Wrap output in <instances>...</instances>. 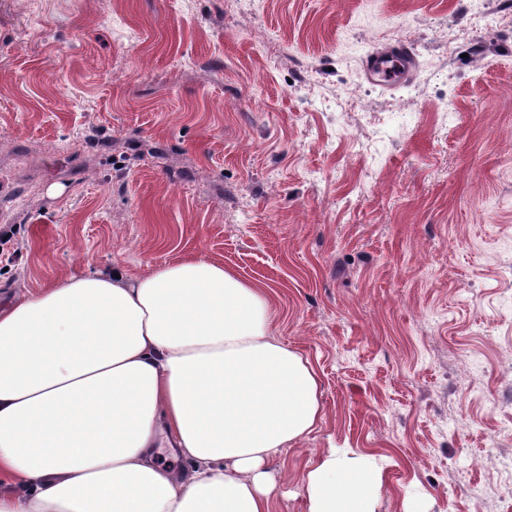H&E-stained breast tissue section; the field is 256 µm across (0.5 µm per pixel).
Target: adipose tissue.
<instances>
[{"label":"adipose tissue","mask_w":512,"mask_h":512,"mask_svg":"<svg viewBox=\"0 0 512 512\" xmlns=\"http://www.w3.org/2000/svg\"><path fill=\"white\" fill-rule=\"evenodd\" d=\"M263 289L192 257L89 271L0 309V512H272L266 469L321 419L309 361L270 335ZM166 433L187 469L159 466ZM372 456L331 448L307 512H377Z\"/></svg>","instance_id":"ef3b65f1"}]
</instances>
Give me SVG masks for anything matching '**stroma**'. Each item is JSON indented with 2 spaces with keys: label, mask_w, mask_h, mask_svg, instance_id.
Masks as SVG:
<instances>
[{
  "label": "stroma",
  "mask_w": 512,
  "mask_h": 512,
  "mask_svg": "<svg viewBox=\"0 0 512 512\" xmlns=\"http://www.w3.org/2000/svg\"><path fill=\"white\" fill-rule=\"evenodd\" d=\"M0 0V308L202 255L263 288L377 512H512V0ZM417 49L407 83L364 75ZM484 488L482 498L470 486ZM395 61L399 69L393 78L386 79L383 74L389 62ZM416 62V52L413 44L404 42L395 49L386 51L373 50L367 55L365 73L368 79L374 81H393L409 75L412 64Z\"/></svg>",
  "instance_id": "35a3bbf8"
}]
</instances>
